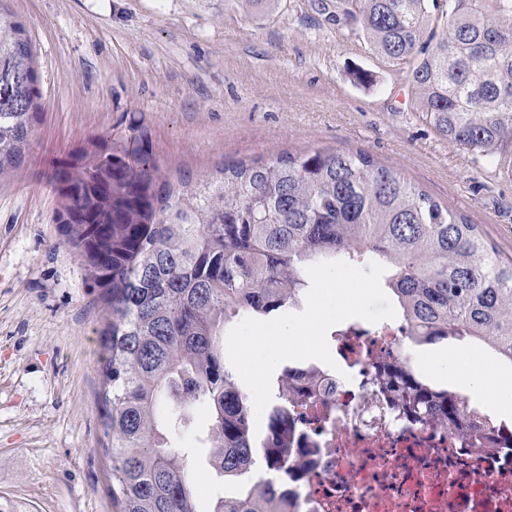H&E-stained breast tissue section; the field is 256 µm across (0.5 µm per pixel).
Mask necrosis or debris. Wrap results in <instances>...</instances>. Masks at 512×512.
<instances>
[{"label": "necrosis or debris", "mask_w": 512, "mask_h": 512, "mask_svg": "<svg viewBox=\"0 0 512 512\" xmlns=\"http://www.w3.org/2000/svg\"><path fill=\"white\" fill-rule=\"evenodd\" d=\"M406 323L341 325L331 350L343 370L318 360L297 365L293 429L281 434L304 463L267 467L289 512H512L508 431L476 441L456 428L418 424L380 386L382 368H411Z\"/></svg>", "instance_id": "1"}]
</instances>
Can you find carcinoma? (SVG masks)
<instances>
[{
    "label": "carcinoma",
    "instance_id": "1",
    "mask_svg": "<svg viewBox=\"0 0 512 512\" xmlns=\"http://www.w3.org/2000/svg\"><path fill=\"white\" fill-rule=\"evenodd\" d=\"M316 0L336 22L355 21L370 44L408 67L418 111L440 135L512 174V0ZM446 20L438 37L433 23ZM25 29L0 0V174L23 160L41 112ZM219 176L173 182L158 175L148 133L60 161L53 182L60 228L101 290L111 320L101 333L104 435L114 512H199L172 419L205 404L200 439L218 477L237 479L211 512H281L279 496L250 477L258 460L288 462L294 449L260 442L246 395L226 369L225 328L302 304L306 268L369 258L419 345L467 339L512 365V262L477 225L364 151L280 152L224 165ZM292 367L272 382L269 428L288 427ZM399 390L416 421L461 425L452 395L400 367Z\"/></svg>",
    "mask_w": 512,
    "mask_h": 512
}]
</instances>
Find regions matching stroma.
Returning a JSON list of instances; mask_svg holds the SVG:
<instances>
[{
  "label": "stroma",
  "mask_w": 512,
  "mask_h": 512,
  "mask_svg": "<svg viewBox=\"0 0 512 512\" xmlns=\"http://www.w3.org/2000/svg\"><path fill=\"white\" fill-rule=\"evenodd\" d=\"M312 0H7L35 56L41 119L0 176V499L23 512H112L100 331L110 317L64 243L51 177L72 153L143 126L170 179L313 149L368 151L476 224L512 261V176L444 139L407 73ZM371 74L368 85L354 71ZM173 424L201 512L223 488Z\"/></svg>",
  "instance_id": "35a3bbf8"
}]
</instances>
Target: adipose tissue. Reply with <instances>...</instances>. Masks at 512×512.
<instances>
[{"mask_svg": "<svg viewBox=\"0 0 512 512\" xmlns=\"http://www.w3.org/2000/svg\"><path fill=\"white\" fill-rule=\"evenodd\" d=\"M448 363L456 368L453 387L467 395H483L487 382H494L495 394L488 408L499 421L512 422V375L491 376L483 354L475 348L452 349L448 352Z\"/></svg>", "mask_w": 512, "mask_h": 512, "instance_id": "adipose-tissue-1", "label": "adipose tissue"}]
</instances>
